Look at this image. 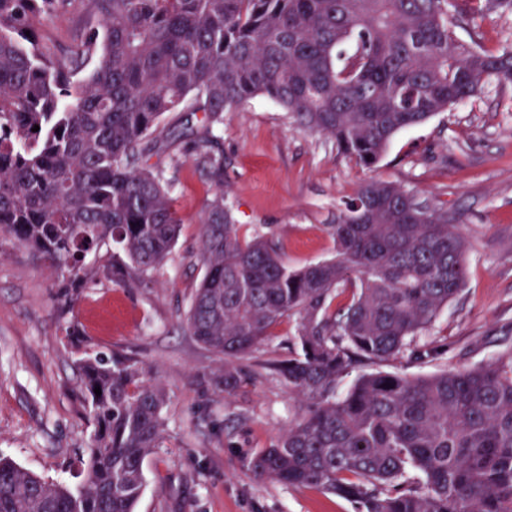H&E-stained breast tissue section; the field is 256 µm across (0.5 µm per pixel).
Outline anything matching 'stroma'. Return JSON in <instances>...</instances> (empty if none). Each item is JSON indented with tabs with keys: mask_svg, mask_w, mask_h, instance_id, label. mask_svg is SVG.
I'll list each match as a JSON object with an SVG mask.
<instances>
[{
	"mask_svg": "<svg viewBox=\"0 0 512 512\" xmlns=\"http://www.w3.org/2000/svg\"><path fill=\"white\" fill-rule=\"evenodd\" d=\"M79 10L75 4L36 19L39 42L66 52ZM474 28L488 49L512 43L510 13H483L456 34L465 41ZM215 133L241 236H273L289 268L335 256L328 226L336 208L372 178L417 191L461 219L466 285L414 341L421 349H444L443 358L415 361L404 354L355 364L337 397L364 374L473 368L512 349V85L489 86L399 132L371 169L344 158L333 140L299 130L288 112L261 95L243 111L225 113ZM161 169L174 185L182 224L146 286L112 281L113 249L106 245L86 259L95 283L71 296L48 261L0 240V454L44 479L79 484L93 427L77 361L87 351H115L143 361L168 397L161 446L144 462L137 512H354L349 501L321 489L258 481L249 472L251 457L308 410L269 368L299 350V319L278 324L247 357L250 379L225 392L223 362L185 325L204 274L199 216L214 185L197 166L190 137L170 145Z\"/></svg>",
	"mask_w": 512,
	"mask_h": 512,
	"instance_id": "stroma-1",
	"label": "stroma"
}]
</instances>
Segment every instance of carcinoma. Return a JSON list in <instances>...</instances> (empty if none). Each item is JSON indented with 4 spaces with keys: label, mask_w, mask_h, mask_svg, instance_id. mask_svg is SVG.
Returning a JSON list of instances; mask_svg holds the SVG:
<instances>
[{
    "label": "carcinoma",
    "mask_w": 512,
    "mask_h": 512,
    "mask_svg": "<svg viewBox=\"0 0 512 512\" xmlns=\"http://www.w3.org/2000/svg\"><path fill=\"white\" fill-rule=\"evenodd\" d=\"M73 2L0 0V238L70 288L94 283L84 259L107 243L127 258L112 268L126 285L145 283L175 245L173 186L149 164L186 135L163 124L171 112L203 113L214 139L224 113L263 95L372 168L400 131L512 84V45L455 35L474 0H80L81 33L57 55L31 21ZM196 164L215 191L186 324L224 362V392L276 324L301 317V352L273 369L310 410L252 457V476L318 487L355 512H512V349L472 369L366 374L334 397L356 359L402 354L462 292L466 245L448 210L368 180L329 225L336 256L291 270L271 239L240 237L209 142ZM78 368L95 426L84 481L50 482L0 456V512H136L167 394L132 356L100 352Z\"/></svg>",
    "instance_id": "obj_1"
}]
</instances>
